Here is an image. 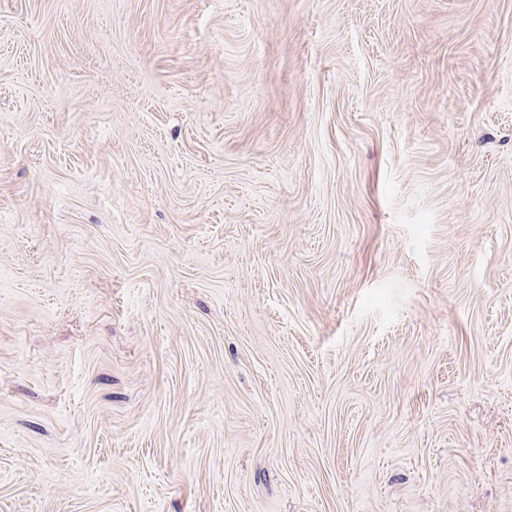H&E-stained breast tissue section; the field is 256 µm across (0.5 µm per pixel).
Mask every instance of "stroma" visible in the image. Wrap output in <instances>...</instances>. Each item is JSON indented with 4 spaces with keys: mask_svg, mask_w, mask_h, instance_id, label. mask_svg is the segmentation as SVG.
<instances>
[{
    "mask_svg": "<svg viewBox=\"0 0 512 512\" xmlns=\"http://www.w3.org/2000/svg\"><path fill=\"white\" fill-rule=\"evenodd\" d=\"M0 512H512V0H0Z\"/></svg>",
    "mask_w": 512,
    "mask_h": 512,
    "instance_id": "1",
    "label": "stroma"
}]
</instances>
